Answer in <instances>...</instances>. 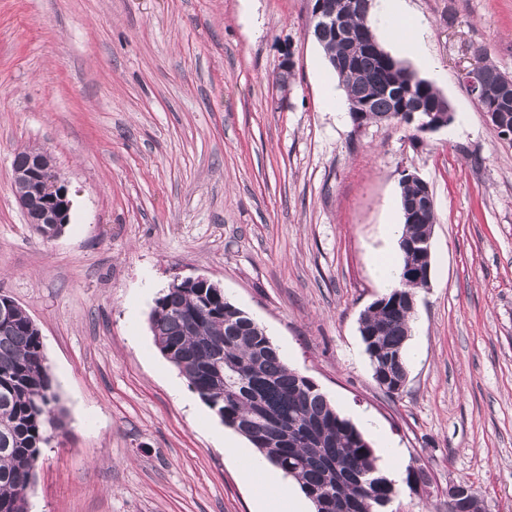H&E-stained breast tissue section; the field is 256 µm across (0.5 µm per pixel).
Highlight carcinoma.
<instances>
[{
	"label": "carcinoma",
	"mask_w": 512,
	"mask_h": 512,
	"mask_svg": "<svg viewBox=\"0 0 512 512\" xmlns=\"http://www.w3.org/2000/svg\"><path fill=\"white\" fill-rule=\"evenodd\" d=\"M342 25L369 31L368 16L347 8L348 0H325ZM328 64L345 50L332 34L316 39ZM353 67L338 75L352 104L368 100L357 120L398 122V94L440 106L445 98L395 56L383 57L357 43ZM42 198L61 206L64 185L51 172ZM421 192L416 181L402 182L401 208ZM435 214L404 220L400 240L399 287L373 301L360 318V335L373 369L392 383L407 381L405 345L410 336L411 297L420 288L405 273L406 244L430 236ZM151 331L161 353L187 379L200 399L247 438L270 463L299 484L315 512H384L398 489L376 464L363 434L342 417L320 390L305 381L273 344L265 329L209 288L167 290L155 301ZM40 332L16 306L9 322H0V512H26L23 495L49 432L63 427V410L42 357ZM331 486L330 500L318 492Z\"/></svg>",
	"instance_id": "obj_1"
}]
</instances>
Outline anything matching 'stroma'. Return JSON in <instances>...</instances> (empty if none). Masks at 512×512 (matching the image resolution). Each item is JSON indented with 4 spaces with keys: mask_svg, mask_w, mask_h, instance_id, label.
Wrapping results in <instances>:
<instances>
[{
    "mask_svg": "<svg viewBox=\"0 0 512 512\" xmlns=\"http://www.w3.org/2000/svg\"><path fill=\"white\" fill-rule=\"evenodd\" d=\"M416 52L382 47L450 103L448 127L356 128L306 34L310 0H0V294L41 334L65 426L30 512H256L242 442L154 344L175 278L205 277L368 439L424 467L388 512H442L470 485L512 512V141L460 80L473 45L512 76V0H406ZM294 74L276 82L284 52ZM49 154L70 222L43 240L13 188L18 151ZM434 197L398 396L359 333L384 295L374 259L402 222L403 170Z\"/></svg>",
    "mask_w": 512,
    "mask_h": 512,
    "instance_id": "35a3bbf8",
    "label": "stroma"
}]
</instances>
